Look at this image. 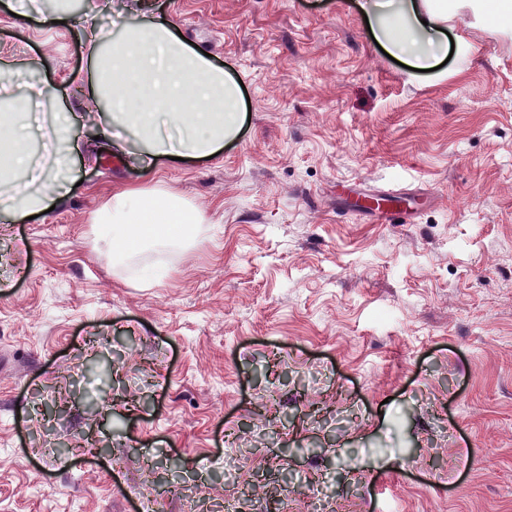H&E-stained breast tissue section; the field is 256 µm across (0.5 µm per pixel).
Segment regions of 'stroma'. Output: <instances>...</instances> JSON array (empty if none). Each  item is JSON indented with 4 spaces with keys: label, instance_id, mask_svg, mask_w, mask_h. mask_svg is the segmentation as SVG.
Wrapping results in <instances>:
<instances>
[{
    "label": "stroma",
    "instance_id": "35a3bbf8",
    "mask_svg": "<svg viewBox=\"0 0 512 512\" xmlns=\"http://www.w3.org/2000/svg\"><path fill=\"white\" fill-rule=\"evenodd\" d=\"M356 2L0 0L10 80L72 112L89 12L170 22L251 105L212 158L149 166L75 125L64 189L32 217L0 211V512H183V490L213 512L255 485L245 508L264 512L287 470L310 479L292 512L328 470L349 512H512V32L461 11L470 58L412 76ZM356 183L420 206L376 223ZM128 186L209 224L163 275L99 238ZM271 389L282 423L262 439ZM88 438L80 468L42 477Z\"/></svg>",
    "mask_w": 512,
    "mask_h": 512
}]
</instances>
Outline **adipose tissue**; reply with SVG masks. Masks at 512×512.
Listing matches in <instances>:
<instances>
[{
	"label": "adipose tissue",
	"instance_id": "adipose-tissue-1",
	"mask_svg": "<svg viewBox=\"0 0 512 512\" xmlns=\"http://www.w3.org/2000/svg\"><path fill=\"white\" fill-rule=\"evenodd\" d=\"M463 7L481 16L487 13L485 0H365L361 9L376 42L409 67L431 69L448 52L469 53L464 37L448 39V20ZM56 94L53 88L34 87L9 97L12 115L0 121V142L9 149L8 160L0 166V198L19 214L39 209L53 190L15 192V175L29 158V132L11 118L40 111ZM83 109L111 111L113 122L132 130L148 157L205 156L236 136L241 92L236 81L184 44L169 25L155 23L128 28L120 43L97 59ZM148 196L144 189H126L114 194L98 214V222L112 227L113 255L131 246L143 252L161 243L179 244L183 236L172 227L186 220L193 225V235L205 236L200 216L179 198L164 194L162 204L149 215L142 204Z\"/></svg>",
	"mask_w": 512,
	"mask_h": 512
}]
</instances>
